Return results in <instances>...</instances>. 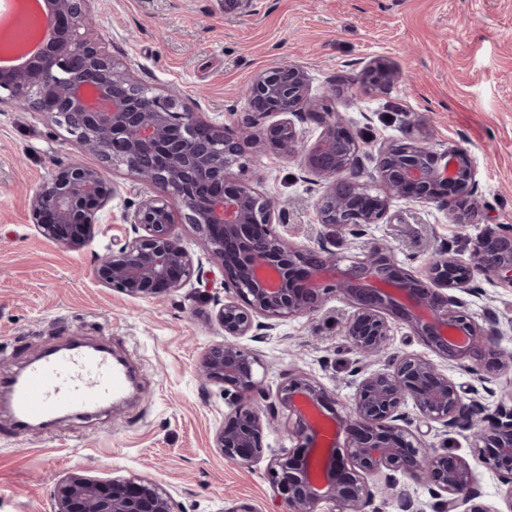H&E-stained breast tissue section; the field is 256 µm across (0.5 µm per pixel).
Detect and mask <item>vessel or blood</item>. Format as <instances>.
I'll return each instance as SVG.
<instances>
[{"label": "vessel or blood", "instance_id": "obj_1", "mask_svg": "<svg viewBox=\"0 0 512 512\" xmlns=\"http://www.w3.org/2000/svg\"><path fill=\"white\" fill-rule=\"evenodd\" d=\"M130 374L110 349L73 345L53 349L0 380L9 399L8 434L23 436L31 426L51 428L60 415H86L110 410L122 397Z\"/></svg>", "mask_w": 512, "mask_h": 512}]
</instances>
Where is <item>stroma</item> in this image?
<instances>
[{"label": "stroma", "mask_w": 512, "mask_h": 512, "mask_svg": "<svg viewBox=\"0 0 512 512\" xmlns=\"http://www.w3.org/2000/svg\"><path fill=\"white\" fill-rule=\"evenodd\" d=\"M93 22L102 47L156 93H177L203 121L236 129L248 111L242 96L253 75L276 59L297 61L311 95L347 120L363 147L365 170L386 141L416 140L434 150L455 144L477 171L469 223H452L446 208L398 198L392 220L361 237L317 224L315 193L298 160L249 150L236 181L285 208L277 230L351 257L373 244L391 247L405 268L425 273L440 249L468 254L472 242L512 225V0H253L250 12L225 0H96ZM374 58L395 63L402 80L334 95ZM98 159L43 113L0 106V375L25 366L46 348L73 339L105 343L133 366L139 392L111 411L66 415L53 435L0 436V512H49L55 482L74 470L106 480L141 476L161 484L180 512H220L247 502L277 512L265 462L293 442L283 423L264 440L263 463L246 468L212 446L230 404L222 387L199 380L196 365L224 332L212 321L224 297L222 275L189 225L177 232L202 263V274L159 300L98 286L90 272L112 245L132 236L123 220L157 190L126 169L108 172L119 187L93 238L77 249L41 237L29 196L56 167ZM461 297L473 314L493 309L502 347L512 349V289L477 279ZM348 308L326 299L323 314L289 320L243 344L262 360L265 387L275 392L288 373L324 383L345 409L359 359L342 325ZM394 494L377 495V512H433L429 485L398 475Z\"/></svg>", "instance_id": "stroma-1"}]
</instances>
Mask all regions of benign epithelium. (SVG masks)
Listing matches in <instances>:
<instances>
[{
    "mask_svg": "<svg viewBox=\"0 0 512 512\" xmlns=\"http://www.w3.org/2000/svg\"><path fill=\"white\" fill-rule=\"evenodd\" d=\"M93 0H47L52 38L27 63L0 70V105L47 115L63 127L99 166L74 163L53 171L30 198L34 227L68 248L94 236L100 214L117 193L106 170L125 168L162 194L141 202L124 221L134 236L97 260L92 277L103 288L142 299L182 287L194 274L193 254L175 233L190 225L224 277V301L214 320L224 342L208 348L196 365L200 379L233 395L231 410L216 431L214 447L228 460L251 468L264 454L265 433L288 413L292 448L271 460L267 474L284 512H376L374 475L384 491L402 472L432 487L435 512H512V407H491L465 396L448 370L486 382V367L512 371V351L501 346L497 319L478 318L455 295L478 278L512 288V225L476 239L468 258L450 250L435 255L426 275L399 266L389 247L374 245L350 263L324 242L298 246L276 232L278 204L246 184L231 169L243 166L246 150L266 148L299 158L317 187L318 223L348 227L362 235L389 219L392 200L448 208L466 224L477 179L468 152L456 145L434 151L416 141L381 145L363 181L361 146L335 112H313L323 127L307 144L293 118L312 102L305 68L280 59L259 70L244 91L250 112L276 113L279 123L260 132L239 131L198 120L174 94H155L109 55L91 33ZM399 70L376 58L353 84L375 89L398 80ZM335 293L351 308L344 337L364 364L353 371L355 392L348 410L320 381L298 371L288 375L273 401L266 398L259 358L241 344L282 323L313 316ZM399 319L443 359L441 369L415 354L386 368L369 364L389 346L390 320ZM428 428L465 425L472 431V460L425 443L409 428L407 405ZM349 436L345 452L336 435ZM501 485L506 510L481 501L477 468ZM50 512H179L157 482L138 476L100 480L71 472L56 483Z\"/></svg>",
    "mask_w": 512,
    "mask_h": 512,
    "instance_id": "obj_1",
    "label": "benign epithelium"
}]
</instances>
